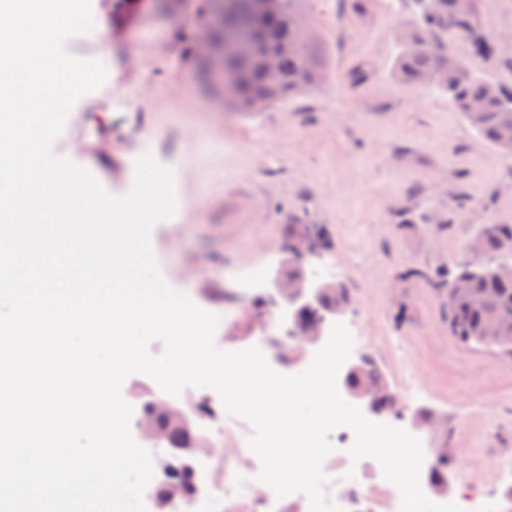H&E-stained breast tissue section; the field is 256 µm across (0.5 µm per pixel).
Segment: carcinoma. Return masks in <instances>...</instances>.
I'll list each match as a JSON object with an SVG mask.
<instances>
[{
	"instance_id": "1",
	"label": "carcinoma",
	"mask_w": 512,
	"mask_h": 512,
	"mask_svg": "<svg viewBox=\"0 0 512 512\" xmlns=\"http://www.w3.org/2000/svg\"><path fill=\"white\" fill-rule=\"evenodd\" d=\"M252 0H239L237 8L216 18L210 0H182L190 24L201 27L218 44H224V28L245 22ZM307 0H276L275 7L254 33L253 54L241 59L224 56V68L238 78V89L224 104L238 112H260L268 106L320 86L327 74V57L318 34L304 37ZM456 0L420 2L421 11L398 37L394 61L397 78L422 84L435 79L434 87L448 96V105L461 113L478 137L498 153L512 155V93L474 72L457 56L455 43L469 40L478 53L488 51L475 36L476 10L462 20L455 19ZM447 40L441 56L423 48L432 33ZM484 267L473 275L468 288L448 304L449 326L462 342L495 347L512 357V345L499 344L497 337L512 336V283L504 284L493 275L496 266L512 263V224H485L470 243ZM327 306L351 303L347 289L336 287L324 296ZM357 382L371 391H385V377L372 361H365Z\"/></svg>"
}]
</instances>
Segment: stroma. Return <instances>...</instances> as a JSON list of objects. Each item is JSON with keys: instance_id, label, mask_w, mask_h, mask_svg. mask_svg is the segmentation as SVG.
Here are the masks:
<instances>
[{"instance_id": "stroma-1", "label": "stroma", "mask_w": 512, "mask_h": 512, "mask_svg": "<svg viewBox=\"0 0 512 512\" xmlns=\"http://www.w3.org/2000/svg\"><path fill=\"white\" fill-rule=\"evenodd\" d=\"M93 28L67 52L101 61L108 78L71 109L52 149L89 170L112 195L133 187L151 154L175 177L176 212L151 233L167 283L219 321L223 351L266 346L250 311L285 259L294 225L320 229L305 261L348 288L351 353L382 369L407 419L424 408L448 420L451 497L492 494L512 512V362L449 331L441 290L481 225L512 224V156L478 138L448 99L397 80V35L406 15L390 0H315L308 18L329 50L325 82L260 112L224 105L154 5L128 29L112 0H91ZM493 44L458 54L512 89V0H477Z\"/></svg>"}]
</instances>
